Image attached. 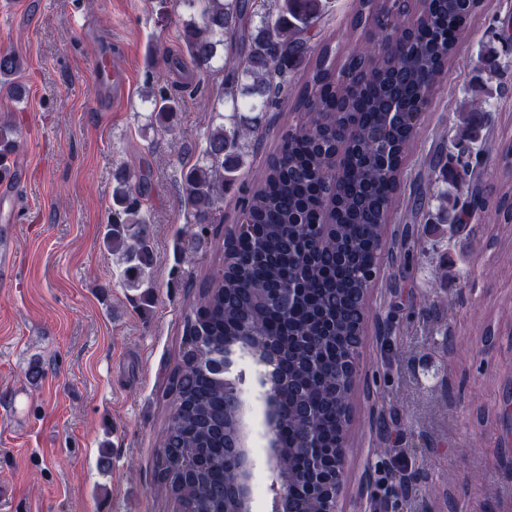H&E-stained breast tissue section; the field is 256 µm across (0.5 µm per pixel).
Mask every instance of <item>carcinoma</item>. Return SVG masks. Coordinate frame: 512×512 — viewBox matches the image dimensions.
<instances>
[{
    "label": "carcinoma",
    "instance_id": "carcinoma-1",
    "mask_svg": "<svg viewBox=\"0 0 512 512\" xmlns=\"http://www.w3.org/2000/svg\"><path fill=\"white\" fill-rule=\"evenodd\" d=\"M183 0L200 10L183 39L192 63L209 69L225 55L223 122L209 130L201 159L184 173L193 223H213L224 190L244 176L249 147L261 141L260 113L288 99L294 76L305 71L296 92L299 126L282 138L278 153L245 190L239 215L223 243L221 267L204 280L183 317L178 358L167 394L171 414L157 452L159 490L180 512L200 505L236 512L224 497L238 470L224 456L225 437L238 427L224 406V352L238 337L252 346L274 340L284 349L285 408L277 423L281 476L291 482L293 512L322 505L308 492L312 481L305 448H334L350 421L355 386L345 373L347 357L360 349L367 326V289L380 265L399 246L415 247L409 229L391 232L389 217L404 185L406 159L420 125L414 113L443 79L458 41L481 7V0H411L418 13L391 11L386 0H356L349 35L355 45L336 68L330 42L317 30L327 0ZM21 62L0 54V88L14 91ZM180 108V98L159 91L154 119L164 126ZM244 112L256 116L247 118ZM17 128L0 120V179L10 173ZM469 144H454L455 171L467 185L454 201L455 221L469 211L492 212L498 224H512V184L491 197L476 184L483 156L497 153L496 140L474 132ZM349 158L334 168L338 146ZM443 174V177L450 176ZM418 186L412 212L430 197ZM102 245L118 257L129 288H153L154 254L147 213L131 173L114 175L112 220Z\"/></svg>",
    "mask_w": 512,
    "mask_h": 512
}]
</instances>
